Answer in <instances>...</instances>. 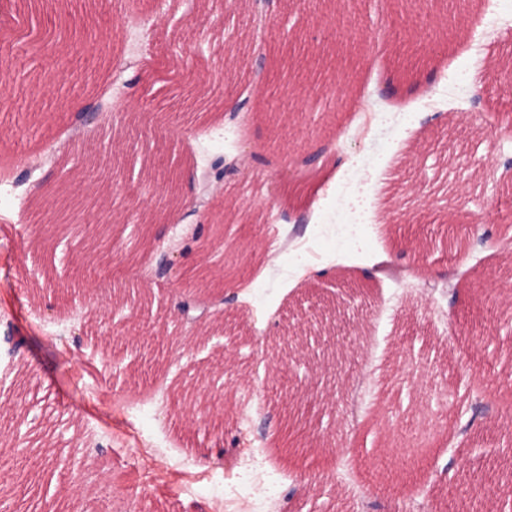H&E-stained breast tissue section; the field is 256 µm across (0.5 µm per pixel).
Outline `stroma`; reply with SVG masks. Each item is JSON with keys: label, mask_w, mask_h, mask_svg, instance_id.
<instances>
[{"label": "stroma", "mask_w": 512, "mask_h": 512, "mask_svg": "<svg viewBox=\"0 0 512 512\" xmlns=\"http://www.w3.org/2000/svg\"><path fill=\"white\" fill-rule=\"evenodd\" d=\"M51 23L59 57L31 61ZM303 56L312 78L275 88ZM509 62L512 0L267 15L252 0H0V512H68L64 482L84 512H480L473 487L512 480V86L490 76ZM237 102L236 122L214 120ZM368 108L387 121L362 141ZM95 109L104 124H83ZM246 151L256 162L220 193L195 186ZM73 168L112 188L109 265L31 219L42 179L91 192ZM161 250L184 270L242 254L222 333L181 325ZM360 283L332 411L312 399L319 368L283 364L280 337L298 307ZM75 288L126 302L86 336ZM225 346L236 397L212 430L178 391ZM291 398L333 446L309 466L268 416ZM380 462L399 494L359 496Z\"/></svg>", "instance_id": "obj_1"}]
</instances>
